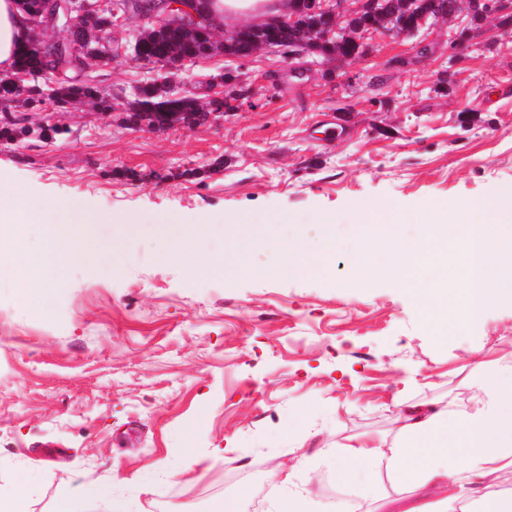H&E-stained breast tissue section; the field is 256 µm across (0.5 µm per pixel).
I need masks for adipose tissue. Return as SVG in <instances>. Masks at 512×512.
I'll return each mask as SVG.
<instances>
[{"mask_svg": "<svg viewBox=\"0 0 512 512\" xmlns=\"http://www.w3.org/2000/svg\"><path fill=\"white\" fill-rule=\"evenodd\" d=\"M286 0H211L212 24L225 17L261 19L286 11ZM31 35L18 0H0V70H11ZM0 221L28 224H109L112 214H89L78 197L52 201L22 194L0 181ZM468 399L406 406L394 440L352 436L337 445L336 479L349 481L354 466L385 468L397 492L387 499L386 512H448L457 504L469 512L480 504L483 512H512V495L497 488L502 473L512 469V370L482 359ZM305 459L292 455L270 480L280 488L275 512H311L306 486L293 479Z\"/></svg>", "mask_w": 512, "mask_h": 512, "instance_id": "ef3b65f1", "label": "adipose tissue"}]
</instances>
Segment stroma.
Returning a JSON list of instances; mask_svg holds the SVG:
<instances>
[{
  "label": "stroma",
  "instance_id": "1",
  "mask_svg": "<svg viewBox=\"0 0 512 512\" xmlns=\"http://www.w3.org/2000/svg\"><path fill=\"white\" fill-rule=\"evenodd\" d=\"M465 30L476 37L453 58ZM371 45L341 74L271 49L243 69L221 52L185 63L184 89L204 94L234 70L252 89L197 128L133 130L123 111L78 102L22 110L33 129L59 126L53 140H0L1 180L116 218L84 225L49 306H19L0 275V488L32 481L30 512L93 480L141 512H217L234 497L239 512H268L269 476L295 448L308 460L295 480L319 512L389 494L382 471L337 482L328 448L393 434L399 402L462 389L471 350L512 365L511 303L442 337L402 283L351 279L362 206L399 204L413 238L423 204L453 211L512 183V25L463 12ZM87 73L121 96L151 76L129 51ZM339 117L346 135L324 141ZM126 212L140 223H118ZM247 213L267 221L240 224ZM161 215L177 236L157 233ZM327 237L322 273L265 274L284 244L316 252ZM23 253L55 260L37 227L0 231L5 259ZM300 415L304 427L289 429Z\"/></svg>",
  "mask_w": 512,
  "mask_h": 512
}]
</instances>
